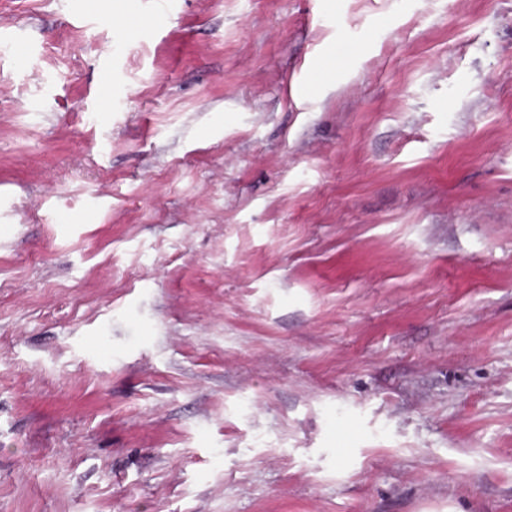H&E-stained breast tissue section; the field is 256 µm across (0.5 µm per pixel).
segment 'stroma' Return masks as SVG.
<instances>
[{"instance_id": "1", "label": "stroma", "mask_w": 512, "mask_h": 512, "mask_svg": "<svg viewBox=\"0 0 512 512\" xmlns=\"http://www.w3.org/2000/svg\"><path fill=\"white\" fill-rule=\"evenodd\" d=\"M85 2L0 0V512H512V0Z\"/></svg>"}]
</instances>
